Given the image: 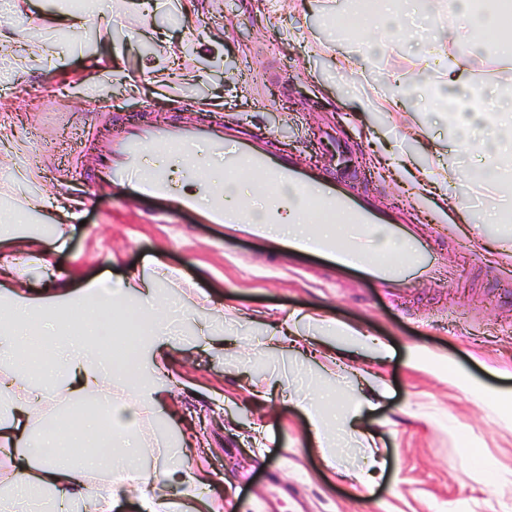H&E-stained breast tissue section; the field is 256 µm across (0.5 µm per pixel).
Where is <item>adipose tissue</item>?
<instances>
[{"mask_svg": "<svg viewBox=\"0 0 512 512\" xmlns=\"http://www.w3.org/2000/svg\"><path fill=\"white\" fill-rule=\"evenodd\" d=\"M460 21L449 27L445 41L430 40L422 49L423 63L432 66L440 53H447L443 87L450 99L460 101L471 88L459 68L462 57L479 50L487 38H495L505 61H512V7L496 0L493 9L478 8L475 0H449ZM479 106L456 113L455 144L473 148L472 135L490 112H512V94L485 86ZM481 171L493 194L512 195V184L496 179V172L512 166V133L502 132L482 148ZM314 190L288 185L274 189L270 198L251 200L248 211L268 225L272 238L308 234L306 215ZM320 237L361 245L371 259L403 256L404 242L388 238L380 227L355 224H323ZM65 245L63 232L52 238L38 234H0V261L8 274L0 278V461L13 468L9 480H0V512H18L21 505L42 501L47 512H111L115 501L137 493L139 484L163 482L185 490L198 500L207 492L204 480L183 464H164L150 470L142 465V445L137 429L142 416L156 412L170 391L160 381L169 341L165 335L167 303L153 286L155 277L166 275L161 256H153L149 272L132 271L119 292L96 281L75 283L57 269L51 253ZM52 279L51 291L31 295L26 279L30 269ZM119 307L137 320L134 367H112L103 346L96 342L101 312ZM41 354L39 369L23 366V352ZM128 391L130 401L112 402V388ZM67 401L66 413L55 416L53 432L41 430L45 420L42 404L47 396ZM331 394L301 398L298 404L318 440L335 433L348 442L358 434L357 421L372 401L359 394L347 404L329 409ZM100 404L87 415L86 401ZM82 441L88 447L81 459H73L70 445Z\"/></svg>", "mask_w": 512, "mask_h": 512, "instance_id": "ef3b65f1", "label": "adipose tissue"}]
</instances>
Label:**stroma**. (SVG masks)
I'll use <instances>...</instances> for the list:
<instances>
[{
  "label": "stroma",
  "mask_w": 512,
  "mask_h": 512,
  "mask_svg": "<svg viewBox=\"0 0 512 512\" xmlns=\"http://www.w3.org/2000/svg\"><path fill=\"white\" fill-rule=\"evenodd\" d=\"M99 9L112 21L106 39L95 14L62 32L46 19L49 0H12L21 36L0 40V211L31 194L57 204L54 220L77 209L83 222L56 259L81 279L117 285L159 251L176 270L158 289L179 309L177 387L138 430L149 468L160 449L201 447L189 466L213 492L188 501L157 482L144 494L188 512H512V428L484 398L512 392V223H487L476 157L457 151L434 100L440 75L418 60L423 40L456 23L448 0L433 20L387 32L363 21L356 0H99ZM350 57L363 71L357 85ZM462 65L475 87L512 82L493 48ZM393 72L408 85L389 82ZM179 104L400 210L432 237L453 279L390 297L194 215L155 223L163 201L89 181L114 129L145 110L173 119ZM19 166L34 176L22 188ZM445 173L453 186L440 195ZM193 290L216 315L182 310ZM316 312L390 349L380 357L336 344L337 401L367 391L370 375L387 389L359 423L377 448L368 485L326 465L293 401L321 379L326 346L305 320Z\"/></svg>",
  "instance_id": "35a3bbf8"
}]
</instances>
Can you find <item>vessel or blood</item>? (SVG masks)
Returning a JSON list of instances; mask_svg holds the SVG:
<instances>
[{
    "label": "vessel or blood",
    "mask_w": 512,
    "mask_h": 512,
    "mask_svg": "<svg viewBox=\"0 0 512 512\" xmlns=\"http://www.w3.org/2000/svg\"><path fill=\"white\" fill-rule=\"evenodd\" d=\"M167 144L206 146L212 155L223 159L228 174L241 164H248L260 189L279 183L317 189V222L378 225L386 236L408 245L406 255L391 263L370 260L360 246L339 247L314 235L289 240L285 245L288 252L308 254L344 273L360 274L389 295L419 280H438L442 273L441 261L428 237L417 234L410 225L386 220L365 197L347 191L322 174L298 167L286 155L271 153L248 140L225 137L223 124L217 122L187 116L166 123L139 122L118 130L100 154L96 181L121 186L141 196L164 198L176 211L199 212L203 222L221 225L228 234L265 236L264 224L254 221L242 207L225 202L220 192H211L204 200L198 194L179 190L170 172L163 168L141 176L139 170L148 150Z\"/></svg>",
    "instance_id": "1"
}]
</instances>
